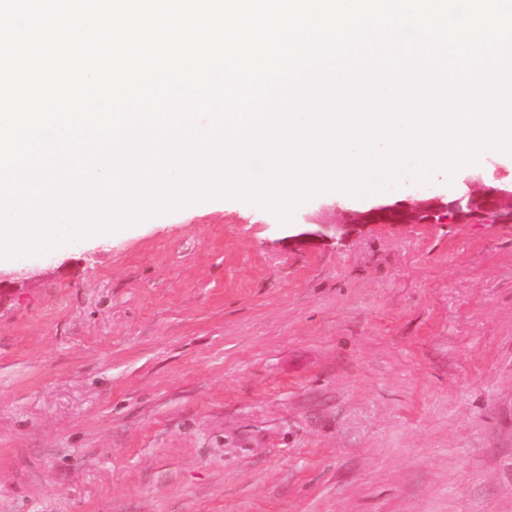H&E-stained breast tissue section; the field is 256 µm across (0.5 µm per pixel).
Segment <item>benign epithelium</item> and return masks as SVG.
Here are the masks:
<instances>
[{"mask_svg":"<svg viewBox=\"0 0 512 512\" xmlns=\"http://www.w3.org/2000/svg\"><path fill=\"white\" fill-rule=\"evenodd\" d=\"M407 194L406 200L347 210L340 224L306 222L286 240L291 246L306 247L331 242L368 224H512V184L499 182L495 170L469 176L445 194L434 195L416 186L409 187Z\"/></svg>","mask_w":512,"mask_h":512,"instance_id":"7a95c632","label":"benign epithelium"}]
</instances>
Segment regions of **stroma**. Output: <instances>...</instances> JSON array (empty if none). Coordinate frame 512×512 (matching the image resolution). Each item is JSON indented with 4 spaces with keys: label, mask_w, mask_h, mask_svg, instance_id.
Masks as SVG:
<instances>
[{
    "label": "stroma",
    "mask_w": 512,
    "mask_h": 512,
    "mask_svg": "<svg viewBox=\"0 0 512 512\" xmlns=\"http://www.w3.org/2000/svg\"><path fill=\"white\" fill-rule=\"evenodd\" d=\"M235 198L10 266L0 512H512V224Z\"/></svg>",
    "instance_id": "1"
}]
</instances>
